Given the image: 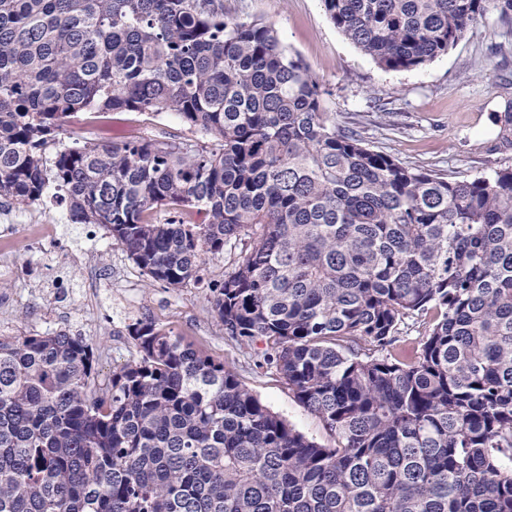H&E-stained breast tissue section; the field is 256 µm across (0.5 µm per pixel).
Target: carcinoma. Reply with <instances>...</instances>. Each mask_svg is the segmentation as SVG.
Here are the masks:
<instances>
[{
  "label": "carcinoma",
  "instance_id": "obj_1",
  "mask_svg": "<svg viewBox=\"0 0 512 512\" xmlns=\"http://www.w3.org/2000/svg\"><path fill=\"white\" fill-rule=\"evenodd\" d=\"M322 2L384 70L512 22V0ZM114 111L207 140L47 159L72 115ZM50 188L169 288L240 250L213 286L224 335L262 342L255 368L335 444L151 320L104 380L79 335L0 336V512H512V168L450 179L371 149L224 0H0V198Z\"/></svg>",
  "mask_w": 512,
  "mask_h": 512
}]
</instances>
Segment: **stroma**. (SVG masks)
<instances>
[{
	"instance_id": "obj_1",
	"label": "stroma",
	"mask_w": 512,
	"mask_h": 512,
	"mask_svg": "<svg viewBox=\"0 0 512 512\" xmlns=\"http://www.w3.org/2000/svg\"><path fill=\"white\" fill-rule=\"evenodd\" d=\"M226 17L259 20L297 53L318 80L337 122L360 124L366 143L404 165L448 178H474L512 167L498 118L512 106V23L490 13L458 44L426 66L381 69L328 19L322 0H224ZM196 138L172 112H80L62 144L96 140ZM56 225L54 241L31 239L26 224ZM11 224L15 270L0 276V335L66 331L92 345L107 375L136 356L129 325L152 320L236 371L273 412L309 439L332 444L321 420L273 372L255 369L248 353L227 341L212 308L211 286L239 261L238 252L208 260L201 282L179 289L150 281L104 229L89 241L66 205L50 196L20 207L0 200V227Z\"/></svg>"
}]
</instances>
